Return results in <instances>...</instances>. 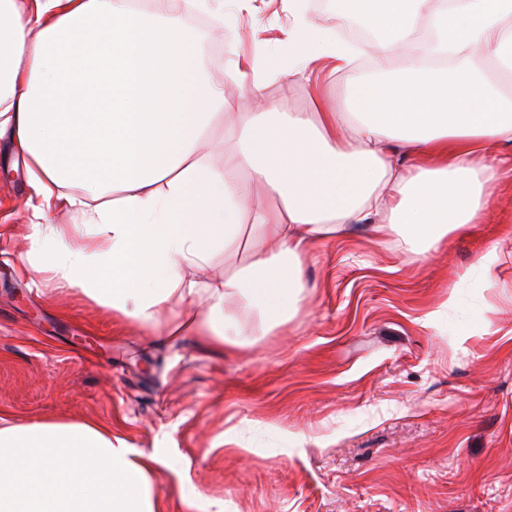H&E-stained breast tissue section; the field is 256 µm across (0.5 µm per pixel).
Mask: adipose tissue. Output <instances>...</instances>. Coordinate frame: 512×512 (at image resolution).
<instances>
[{
	"instance_id": "obj_1",
	"label": "adipose tissue",
	"mask_w": 512,
	"mask_h": 512,
	"mask_svg": "<svg viewBox=\"0 0 512 512\" xmlns=\"http://www.w3.org/2000/svg\"><path fill=\"white\" fill-rule=\"evenodd\" d=\"M216 2L183 0L171 14L135 0H0V140L37 199L32 279L80 289L163 341L189 332L246 348L299 312L303 257L322 240L380 218L426 254L488 209L498 151L512 145V0H337V20L361 18L376 34L375 78L340 103L324 88L354 47L314 25L306 0H283L288 65L236 64L228 80L255 109L215 158L225 82L206 71V35L187 18L206 14L223 30ZM425 20L427 53H452L455 69L385 79L397 47L420 46ZM166 31L177 38L158 55L169 92L157 143L144 49ZM314 68L312 111L268 101L267 77ZM57 208L73 223H53ZM239 251L234 270L214 273ZM231 299L240 315L226 312ZM155 460L91 423L0 425V512H161Z\"/></svg>"
}]
</instances>
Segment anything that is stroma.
<instances>
[{"mask_svg": "<svg viewBox=\"0 0 512 512\" xmlns=\"http://www.w3.org/2000/svg\"><path fill=\"white\" fill-rule=\"evenodd\" d=\"M224 12L204 61L219 75L278 54L292 24L282 0ZM268 94L312 109L306 80ZM491 191L480 223L426 256L367 226L315 245L299 314L220 352L32 286V190L0 145V415L95 422L156 454L165 512H512V171Z\"/></svg>", "mask_w": 512, "mask_h": 512, "instance_id": "1", "label": "stroma"}]
</instances>
